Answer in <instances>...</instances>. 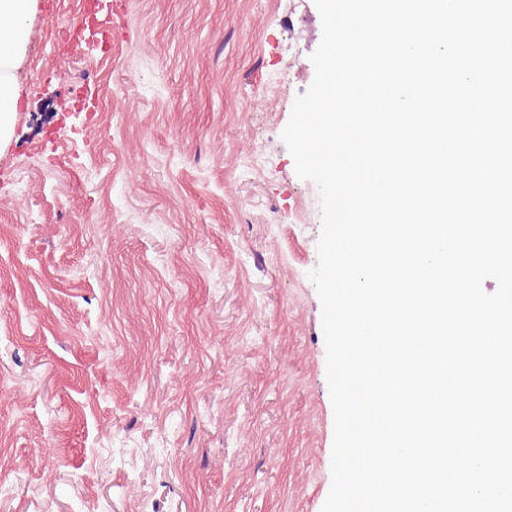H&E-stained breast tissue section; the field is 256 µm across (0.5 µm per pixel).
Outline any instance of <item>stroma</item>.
I'll list each match as a JSON object with an SVG mask.
<instances>
[{
	"label": "stroma",
	"mask_w": 512,
	"mask_h": 512,
	"mask_svg": "<svg viewBox=\"0 0 512 512\" xmlns=\"http://www.w3.org/2000/svg\"><path fill=\"white\" fill-rule=\"evenodd\" d=\"M0 153V512H322L315 0H42Z\"/></svg>",
	"instance_id": "35a3bbf8"
}]
</instances>
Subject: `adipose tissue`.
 Returning a JSON list of instances; mask_svg holds the SVG:
<instances>
[{
	"label": "adipose tissue",
	"instance_id": "obj_1",
	"mask_svg": "<svg viewBox=\"0 0 512 512\" xmlns=\"http://www.w3.org/2000/svg\"><path fill=\"white\" fill-rule=\"evenodd\" d=\"M38 0H0V151L9 142L17 112L16 70L27 46V27Z\"/></svg>",
	"mask_w": 512,
	"mask_h": 512
}]
</instances>
